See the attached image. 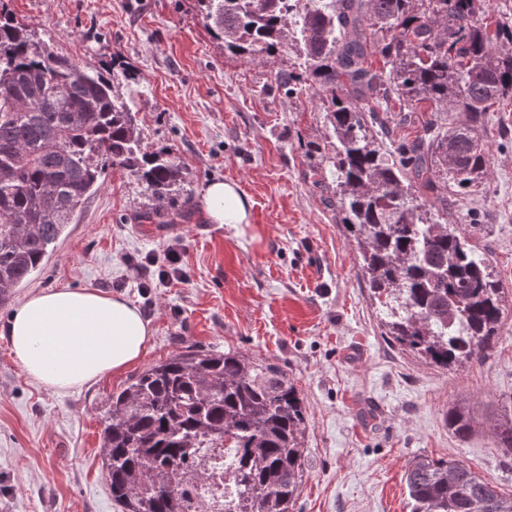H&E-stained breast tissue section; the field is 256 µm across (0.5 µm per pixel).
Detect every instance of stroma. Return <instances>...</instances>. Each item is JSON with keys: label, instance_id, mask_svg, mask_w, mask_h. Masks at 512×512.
<instances>
[{"label": "stroma", "instance_id": "1", "mask_svg": "<svg viewBox=\"0 0 512 512\" xmlns=\"http://www.w3.org/2000/svg\"><path fill=\"white\" fill-rule=\"evenodd\" d=\"M5 3L78 64L133 65L143 142L174 149L192 195L183 212L144 223L143 187L107 169L43 270L0 307V512H119L100 455L103 405L191 344L277 365L300 390L309 429L295 512H410L405 471L423 455L462 461L512 495V459L491 429L512 413V317L489 354L459 370L382 336L359 251L329 203L336 180L315 172L332 154L328 99L317 86L288 94L277 82L304 69L295 41L270 56L231 55L194 0ZM483 142L487 177L449 195L443 219L467 225L512 290V103L489 113ZM218 178L247 197L249 223L204 220L202 196ZM175 242L181 279L144 291L136 263ZM57 288L138 307L150 329L141 358L68 391L28 377L3 332L29 296ZM462 401L485 422L465 438L446 422Z\"/></svg>", "mask_w": 512, "mask_h": 512}]
</instances>
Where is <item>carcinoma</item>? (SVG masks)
Masks as SVG:
<instances>
[{"label": "carcinoma", "instance_id": "cac0c4a2", "mask_svg": "<svg viewBox=\"0 0 512 512\" xmlns=\"http://www.w3.org/2000/svg\"><path fill=\"white\" fill-rule=\"evenodd\" d=\"M224 49L270 55L300 34L305 75L330 98L333 205L361 256L385 335L427 363L452 369L492 350L512 308L493 264L458 224L433 209L438 193L468 190L489 166L480 136L487 112L512 100V23L489 0H196ZM381 56L383 66L374 65ZM132 75L80 66L0 0V306L44 268L104 171L118 168L149 197L178 206L186 178L172 148L143 144ZM429 104L425 134L388 151L372 134L393 100ZM466 115L461 124L437 117ZM469 435L471 412L448 408ZM308 430L304 402L278 366L241 353L187 346L112 393L100 451L120 512H179L193 449L231 441L243 450V512H294ZM512 457V416L494 426ZM411 512H512L466 464L414 458L405 474Z\"/></svg>", "mask_w": 512, "mask_h": 512}]
</instances>
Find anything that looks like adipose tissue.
Listing matches in <instances>:
<instances>
[{"mask_svg": "<svg viewBox=\"0 0 512 512\" xmlns=\"http://www.w3.org/2000/svg\"><path fill=\"white\" fill-rule=\"evenodd\" d=\"M201 210L212 224H245L250 215L239 187L224 181L207 186ZM6 335L27 375L68 390L137 361L149 328L123 297L61 288L30 296L13 314Z\"/></svg>", "mask_w": 512, "mask_h": 512, "instance_id": "1", "label": "adipose tissue"}]
</instances>
